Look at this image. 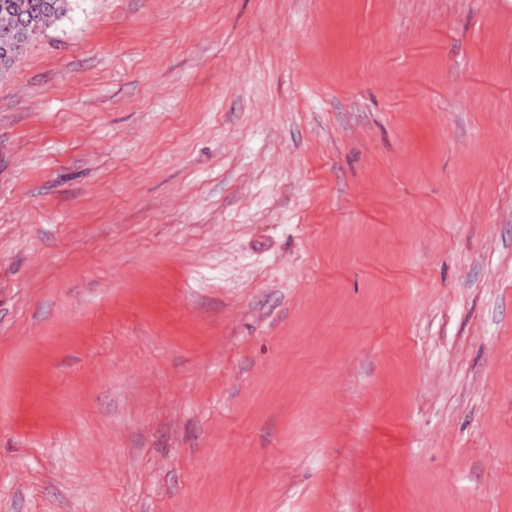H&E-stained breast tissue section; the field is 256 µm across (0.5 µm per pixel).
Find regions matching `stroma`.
<instances>
[{
    "label": "stroma",
    "mask_w": 512,
    "mask_h": 512,
    "mask_svg": "<svg viewBox=\"0 0 512 512\" xmlns=\"http://www.w3.org/2000/svg\"><path fill=\"white\" fill-rule=\"evenodd\" d=\"M0 512H512V0H71L0 77Z\"/></svg>",
    "instance_id": "stroma-1"
}]
</instances>
